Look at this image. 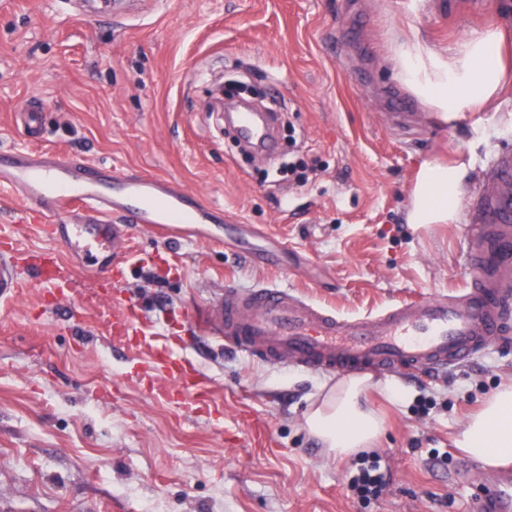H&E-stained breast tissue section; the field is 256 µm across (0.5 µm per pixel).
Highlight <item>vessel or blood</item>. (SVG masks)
<instances>
[{
	"instance_id": "b4317fda",
	"label": "vessel or blood",
	"mask_w": 512,
	"mask_h": 512,
	"mask_svg": "<svg viewBox=\"0 0 512 512\" xmlns=\"http://www.w3.org/2000/svg\"><path fill=\"white\" fill-rule=\"evenodd\" d=\"M124 0H78L92 19H117ZM273 115L243 111L233 115L241 142L255 153L275 151ZM0 189L39 211L72 214L74 224H56L52 237L105 248L106 260L141 262L130 255L125 230L146 224L168 241L183 239L189 226L213 224L212 206L178 183L141 172H117L87 158L54 151L17 150L0 154ZM475 225L466 254L470 279L465 288L419 301H400L384 311L345 318L280 284L241 288L230 284L217 309L197 319L198 330L223 340L227 349L271 363L288 362L330 375L358 370L438 373L470 362L512 334L505 311L512 302V194L481 196L473 205ZM32 267L41 283L59 293L73 285L72 267L55 255L0 251V300L18 296L26 283L17 266ZM153 339L134 310L113 315L111 333ZM151 382L165 381L164 400L189 409L206 390L188 380L180 354L164 348L151 356ZM479 512H512V469L490 471Z\"/></svg>"
}]
</instances>
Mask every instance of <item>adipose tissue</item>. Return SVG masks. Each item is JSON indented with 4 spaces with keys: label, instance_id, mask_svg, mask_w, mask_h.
<instances>
[{
    "label": "adipose tissue",
    "instance_id": "adipose-tissue-1",
    "mask_svg": "<svg viewBox=\"0 0 512 512\" xmlns=\"http://www.w3.org/2000/svg\"><path fill=\"white\" fill-rule=\"evenodd\" d=\"M391 63L395 77L446 121L489 107L506 79L500 33L494 26L466 37L449 55L410 31L395 42ZM470 168L464 161L422 165L411 193L410 223H457ZM371 384L366 374L346 376L310 404L306 428L329 455L349 457L379 440L383 421L365 403ZM455 445L484 465L512 464V383L499 387L460 426Z\"/></svg>",
    "mask_w": 512,
    "mask_h": 512
}]
</instances>
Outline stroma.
Masks as SVG:
<instances>
[{
	"instance_id": "1",
	"label": "stroma",
	"mask_w": 512,
	"mask_h": 512,
	"mask_svg": "<svg viewBox=\"0 0 512 512\" xmlns=\"http://www.w3.org/2000/svg\"><path fill=\"white\" fill-rule=\"evenodd\" d=\"M491 25L512 56V0H159L131 24L78 16L69 0L0 11V149L71 151L164 176L229 218L173 245L129 225L148 264L99 275V250L42 232L71 216L0 209V244L71 259L76 279L61 299L22 264L27 289L0 301V512H477L487 467L453 438L512 382V343L430 378L387 376L405 395L369 392L385 420L377 447L341 459L304 425L335 377L225 349L192 320L229 280H272L343 315L464 287L471 203L512 152V79L490 111L400 128L385 115L409 91L388 60L410 30L449 52ZM228 70L281 106L274 158L242 154L214 111ZM32 98L38 142L17 118ZM456 160L472 164L460 221L408 223L420 166ZM275 246L279 268L242 257ZM116 305L173 339L206 405L183 411L142 385L147 352L113 342ZM371 463L388 486L363 500L348 481Z\"/></svg>"
}]
</instances>
